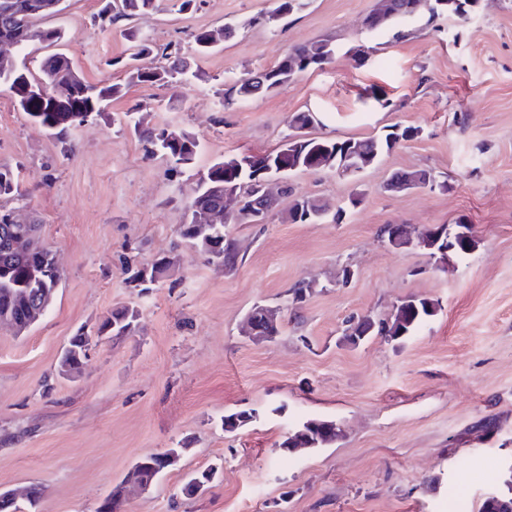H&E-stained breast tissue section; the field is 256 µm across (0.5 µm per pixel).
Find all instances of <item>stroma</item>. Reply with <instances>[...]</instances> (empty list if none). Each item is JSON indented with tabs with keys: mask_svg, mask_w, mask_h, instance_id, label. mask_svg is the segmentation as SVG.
Instances as JSON below:
<instances>
[{
	"mask_svg": "<svg viewBox=\"0 0 512 512\" xmlns=\"http://www.w3.org/2000/svg\"><path fill=\"white\" fill-rule=\"evenodd\" d=\"M180 3L157 0L135 25L156 44H180L190 75L129 86L109 110L139 104L150 125L194 134L198 154L181 172L117 123L90 119L56 138L0 87V165L18 172L62 274L28 330L0 325V490L37 484L39 512H97L140 456L175 448L177 460L125 512H448L452 488L463 512H477L512 466V0H479L468 21H444L440 33L420 21L400 39L363 31L377 0H311L270 27L248 20L273 0ZM100 7L64 0L41 22L64 41L32 42L25 67L38 73L62 52L89 82H124L114 61L129 44L99 23ZM227 22L239 23L236 35L195 54L192 32ZM328 37L336 56L323 68L225 105V79ZM307 110L316 138L392 126L416 134L355 178L290 175L292 195L344 206L341 219L285 221L292 196H282L267 223L229 226L245 255L235 271L187 247L179 228L198 174L228 155L271 151L289 117ZM422 168L438 188L385 192L394 172ZM461 221L478 244L445 264L380 233ZM173 255L179 263L150 290L130 282L129 265ZM299 282L312 291L294 311L286 292ZM409 296L438 309L402 344L343 342L349 318L387 316ZM129 303L140 308L137 332L96 336L81 373L58 377L70 337L95 333ZM258 305L279 320L268 342L242 333ZM241 411L251 423L225 432V416ZM310 419L334 421L336 444L284 451ZM211 467L212 483L183 494Z\"/></svg>",
	"mask_w": 512,
	"mask_h": 512,
	"instance_id": "35a3bbf8",
	"label": "stroma"
}]
</instances>
